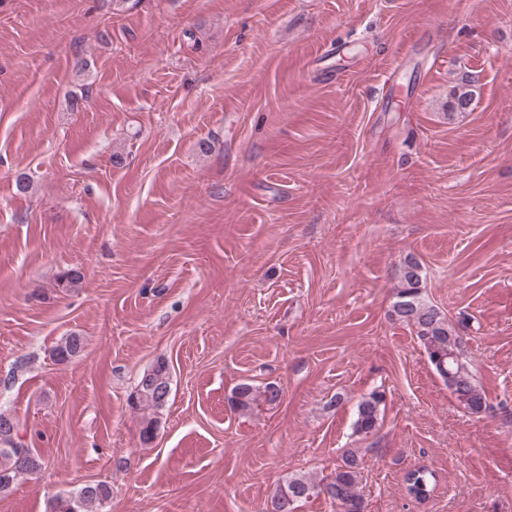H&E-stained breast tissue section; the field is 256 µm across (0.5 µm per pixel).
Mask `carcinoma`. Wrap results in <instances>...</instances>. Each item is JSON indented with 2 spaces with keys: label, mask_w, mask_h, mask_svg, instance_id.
<instances>
[{
  "label": "carcinoma",
  "mask_w": 512,
  "mask_h": 512,
  "mask_svg": "<svg viewBox=\"0 0 512 512\" xmlns=\"http://www.w3.org/2000/svg\"><path fill=\"white\" fill-rule=\"evenodd\" d=\"M474 92L471 84L464 83L452 95L449 109L465 112L471 105ZM423 265L414 257L405 258L399 269V284L392 303L390 317L412 328L429 362L437 374L448 385V390L472 415H480L487 408V399L474 383L464 357V338L448 317L436 306L426 301L423 294ZM81 347L77 336H68L52 351L55 361L65 363ZM171 390L170 370L164 360H159L139 379L130 395V405L144 411L140 430L143 441H150L158 427V414L168 403L166 393ZM256 400L253 386L247 382L239 384L232 401L246 410ZM384 393L375 390L359 402L354 422V432L370 435L377 431L380 422ZM42 460L36 450L26 447L19 436V425L0 413V494L7 493L18 477L33 475L40 471ZM361 460L355 451L349 450L330 476L319 481L305 476H292L278 485L270 496V512H297L299 504L314 496H324L336 512H364L361 493ZM408 497L422 501L434 490V476L419 467L404 475ZM111 487L105 482L84 484L67 497L58 496L51 501V512H101L110 499Z\"/></svg>",
  "instance_id": "cac0c4a2"
}]
</instances>
